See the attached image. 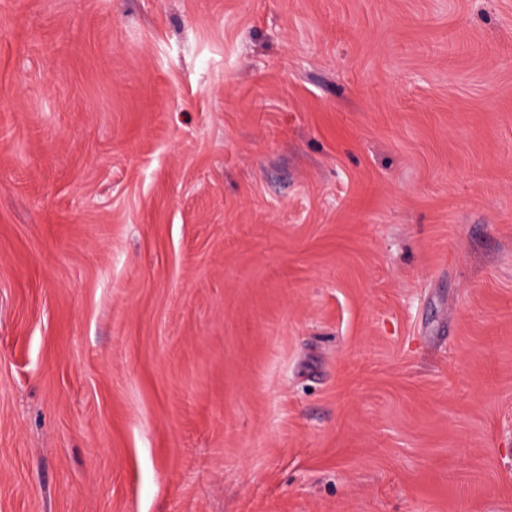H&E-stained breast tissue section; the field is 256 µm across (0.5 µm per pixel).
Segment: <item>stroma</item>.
Masks as SVG:
<instances>
[{"mask_svg": "<svg viewBox=\"0 0 512 512\" xmlns=\"http://www.w3.org/2000/svg\"><path fill=\"white\" fill-rule=\"evenodd\" d=\"M0 512H512V0H0Z\"/></svg>", "mask_w": 512, "mask_h": 512, "instance_id": "1", "label": "stroma"}]
</instances>
